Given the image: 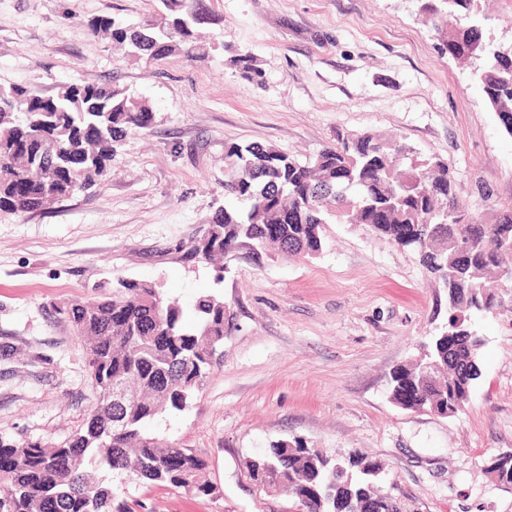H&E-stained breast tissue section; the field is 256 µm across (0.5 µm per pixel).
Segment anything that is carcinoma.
<instances>
[{
	"label": "carcinoma",
	"mask_w": 512,
	"mask_h": 512,
	"mask_svg": "<svg viewBox=\"0 0 512 512\" xmlns=\"http://www.w3.org/2000/svg\"><path fill=\"white\" fill-rule=\"evenodd\" d=\"M167 22L151 32L123 27L107 16L92 20L136 55L161 59L176 51L196 60L209 48L198 43L188 11L193 0H160ZM434 30L455 57L466 46L485 45L482 25L455 26L459 13L474 10L475 0H420ZM488 103L512 115V50L489 55L476 71ZM151 106L122 89L71 84L44 97L19 85L0 86V210L17 214L41 209L72 195L103 176L113 146L132 132L151 126ZM225 191L243 207L215 212L207 234L187 256L210 260L226 256L245 242L259 255L270 245L286 257L313 256L322 249L331 220L364 224L404 247L418 251L422 264L448 288V323L433 337L430 351L416 365L391 373V397L405 408L429 409L451 416L469 398L480 376L478 346L469 313L495 307L498 288L509 277L489 276L501 257L512 253V208L494 223L481 224L460 207L454 176L444 162L405 151L370 134H353L322 150L309 162L252 143L226 152ZM30 183L25 197L13 181ZM471 238V254L457 260L451 242ZM196 324L183 321L175 301L158 288L119 279L112 292L92 302L71 301L55 308L85 340L86 361L97 405L66 442L49 445L0 434V512H135L117 500L112 488L89 478L94 463L143 484L192 487L208 495L201 480L206 463L186 448L162 444L146 431L159 415L185 410L210 369L224 356V300L215 294L195 303ZM115 378L134 389V402L114 407L105 393ZM374 462L354 454L336 471L315 448L270 444L250 462L253 479L284 488L307 512H350L361 501L380 512H403L401 504L378 495Z\"/></svg>",
	"instance_id": "cac0c4a2"
}]
</instances>
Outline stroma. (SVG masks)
Masks as SVG:
<instances>
[{
  "label": "stroma",
  "instance_id": "stroma-1",
  "mask_svg": "<svg viewBox=\"0 0 512 512\" xmlns=\"http://www.w3.org/2000/svg\"><path fill=\"white\" fill-rule=\"evenodd\" d=\"M206 59L134 56L91 20L153 27L160 0H0V86L54 96L112 86L148 101L152 126L114 146L92 186L25 214L0 211V432L60 443L95 397L85 345L56 305L88 302L118 278L157 285L185 319L223 297L224 357L189 407L153 432L207 463L211 494L111 475L143 512H301L247 463L275 441L385 469L404 512H512L491 462L512 451V302L476 316L481 375L455 415L404 409L389 376L448 320V290L418 252L360 224L326 225L321 252L242 247L188 259L228 201V148L258 143L315 159L352 134L403 142L455 178L484 224L512 207V136L487 103L474 59L458 60L418 0H206ZM487 43L512 46V0H477ZM251 55L254 73L236 59Z\"/></svg>",
  "mask_w": 512,
  "mask_h": 512
}]
</instances>
